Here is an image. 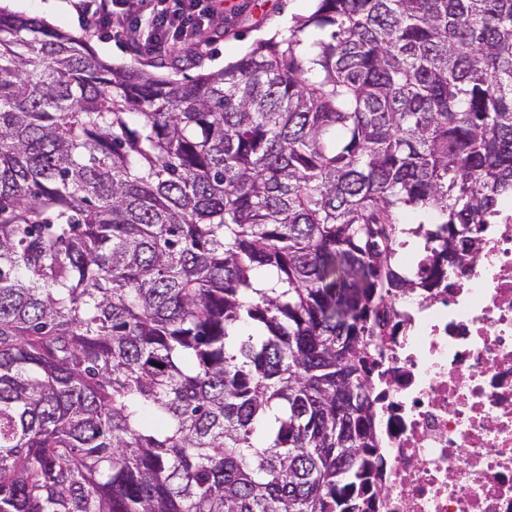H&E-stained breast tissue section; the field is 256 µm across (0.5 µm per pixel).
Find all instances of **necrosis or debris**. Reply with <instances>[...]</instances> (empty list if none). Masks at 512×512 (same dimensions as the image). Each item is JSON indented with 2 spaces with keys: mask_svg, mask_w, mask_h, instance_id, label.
Masks as SVG:
<instances>
[{
  "mask_svg": "<svg viewBox=\"0 0 512 512\" xmlns=\"http://www.w3.org/2000/svg\"><path fill=\"white\" fill-rule=\"evenodd\" d=\"M478 264L398 298L370 373L386 493L377 512H512V200Z\"/></svg>",
  "mask_w": 512,
  "mask_h": 512,
  "instance_id": "obj_1",
  "label": "necrosis or debris"
}]
</instances>
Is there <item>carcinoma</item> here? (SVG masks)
<instances>
[{
    "label": "carcinoma",
    "mask_w": 512,
    "mask_h": 512,
    "mask_svg": "<svg viewBox=\"0 0 512 512\" xmlns=\"http://www.w3.org/2000/svg\"><path fill=\"white\" fill-rule=\"evenodd\" d=\"M511 198L512 0H316L180 79L0 9V512H376L394 298Z\"/></svg>",
    "instance_id": "obj_1"
}]
</instances>
